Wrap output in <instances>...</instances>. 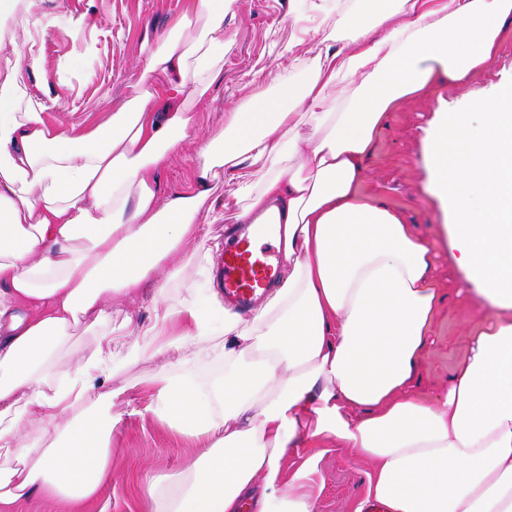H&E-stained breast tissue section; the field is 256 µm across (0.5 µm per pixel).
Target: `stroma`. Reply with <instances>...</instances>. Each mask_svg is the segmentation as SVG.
Segmentation results:
<instances>
[{"mask_svg": "<svg viewBox=\"0 0 512 512\" xmlns=\"http://www.w3.org/2000/svg\"><path fill=\"white\" fill-rule=\"evenodd\" d=\"M189 0H41L38 12L48 29H32L31 39L42 57L40 69L28 73L35 96L62 101L59 120L91 128L107 122L133 95L140 79L136 61L145 26H171ZM224 18V39L231 49L224 71L206 95L192 103L203 128L224 122L227 106L248 99L257 73L278 70L297 84L310 70L314 55L305 53L300 66L278 63L288 41H311L320 20V0H310L305 15L293 13L291 0H234ZM462 90L441 80L421 94L389 110L367 158L366 178L359 191L394 211L402 223L413 225L433 253V272L441 301L429 342L419 361L413 390L437 395L448 388L457 363L468 351L473 331L496 315L492 306H475L473 285L453 260L447 229L452 218L429 191L432 165L426 140L437 112L461 108ZM152 287L136 299H112V333L120 335L124 315L140 324H153L157 309ZM166 357L148 359L115 373L112 411L120 422L108 445L112 477L98 498L83 512H139L135 480L145 472L176 479L206 449L203 441L171 432L155 412L154 379L166 367ZM370 465L349 451L327 442L315 475L320 489L318 512H347L363 493Z\"/></svg>", "mask_w": 512, "mask_h": 512, "instance_id": "obj_1", "label": "stroma"}]
</instances>
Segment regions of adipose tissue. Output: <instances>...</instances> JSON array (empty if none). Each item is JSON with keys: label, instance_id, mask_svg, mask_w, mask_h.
I'll return each mask as SVG.
<instances>
[{"label": "adipose tissue", "instance_id": "1", "mask_svg": "<svg viewBox=\"0 0 512 512\" xmlns=\"http://www.w3.org/2000/svg\"><path fill=\"white\" fill-rule=\"evenodd\" d=\"M227 0H195L192 16L145 41L136 94L108 124L54 118L32 94L41 57L26 34L36 0H10L0 23V512L32 494L95 499L108 477L105 439L118 418L117 369L168 353L156 412L206 451L169 484L149 479L139 512H317L312 463L326 441L371 466L349 512H512V82L470 91L497 55L512 0H385L346 16L323 0L305 81L257 87L203 129L193 100L224 69ZM168 85L150 83L154 73ZM465 88L467 111L442 112L427 139L433 193L453 222L451 249L498 316L474 336L447 391L410 382L439 303L428 243L363 201L364 161L387 111L438 79ZM199 142L188 187L159 193L157 170L187 137ZM231 194L217 199L221 184ZM233 213L270 224L279 282L250 317L224 311V371L208 383L178 372L198 350L157 347L131 324L105 330L112 298L155 285L161 320L183 318L207 341L194 305L165 306L189 265L212 266L205 227ZM96 344L74 365L58 352L77 326ZM42 436L22 442V421ZM308 459L286 470L289 457Z\"/></svg>", "mask_w": 512, "mask_h": 512}]
</instances>
